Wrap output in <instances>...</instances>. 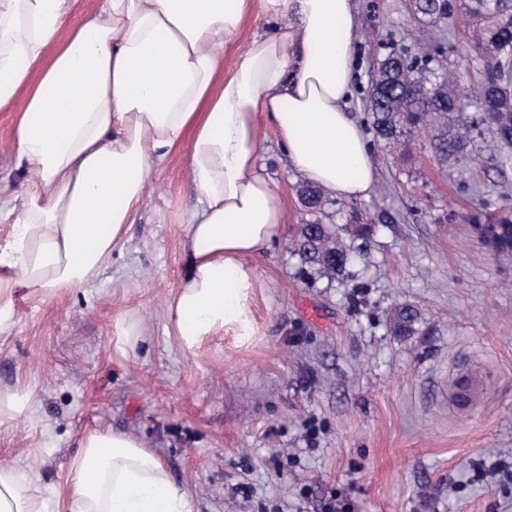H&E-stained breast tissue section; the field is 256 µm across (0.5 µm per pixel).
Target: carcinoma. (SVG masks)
Returning a JSON list of instances; mask_svg holds the SVG:
<instances>
[{
  "mask_svg": "<svg viewBox=\"0 0 512 512\" xmlns=\"http://www.w3.org/2000/svg\"><path fill=\"white\" fill-rule=\"evenodd\" d=\"M415 18L423 30L426 50L409 56L391 53L378 63L369 92L368 131L376 140H389L397 129L436 132L439 160L450 165L472 153L477 140L491 138L506 148L497 162L512 164V97L503 88L512 83V0H418ZM463 11L476 29L485 62L476 71V82L464 92L447 67V52L454 49L445 36V25ZM474 106L476 113L466 110ZM298 195L309 216L298 225L291 250L309 275L333 281L352 264L356 251L345 234L367 237L371 228L358 216L339 226L323 221V190L305 183ZM484 237L498 250L512 248V215L489 224Z\"/></svg>",
  "mask_w": 512,
  "mask_h": 512,
  "instance_id": "carcinoma-1",
  "label": "carcinoma"
}]
</instances>
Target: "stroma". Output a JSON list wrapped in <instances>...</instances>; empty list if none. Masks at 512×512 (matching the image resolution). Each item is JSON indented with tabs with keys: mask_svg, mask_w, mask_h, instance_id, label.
Listing matches in <instances>:
<instances>
[{
	"mask_svg": "<svg viewBox=\"0 0 512 512\" xmlns=\"http://www.w3.org/2000/svg\"><path fill=\"white\" fill-rule=\"evenodd\" d=\"M360 46L347 110L367 119L377 63L416 51L422 32L408 0H355ZM448 66L468 83L483 60L455 17ZM427 133L370 141L375 178L366 197L326 194L329 220H374L363 262L335 281L307 279L288 243L305 218L274 132L263 162L282 191L277 242L249 263L256 334L224 333L183 352L166 329L197 197L185 151L153 175L124 249L94 288L19 301L15 331L0 338V391H35L33 421L0 427V461L39 467L61 482L93 429L146 442L196 512H512V250L478 231L488 195L512 185L488 142L455 166ZM408 332L393 328L402 307ZM140 318L135 348L113 341L121 315ZM477 375L468 403L456 384Z\"/></svg>",
	"mask_w": 512,
	"mask_h": 512,
	"instance_id": "1",
	"label": "stroma"
}]
</instances>
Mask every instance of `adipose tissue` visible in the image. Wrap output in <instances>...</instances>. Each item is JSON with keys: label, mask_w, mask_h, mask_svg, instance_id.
I'll list each match as a JSON object with an SVG mask.
<instances>
[{"label": "adipose tissue", "mask_w": 512, "mask_h": 512, "mask_svg": "<svg viewBox=\"0 0 512 512\" xmlns=\"http://www.w3.org/2000/svg\"><path fill=\"white\" fill-rule=\"evenodd\" d=\"M0 0V142L25 173L0 186V335L18 301L83 292L124 248L146 187L180 149L198 194L167 328L191 353L225 330L254 336L248 260L280 236L285 203L263 173L273 128L288 165L337 198L365 197L374 170L365 135L343 107L359 25L353 0ZM260 23L232 69L224 48ZM190 144H183L185 131ZM0 512H194L159 456L125 432L93 429L66 477L0 463Z\"/></svg>", "instance_id": "obj_1"}]
</instances>
